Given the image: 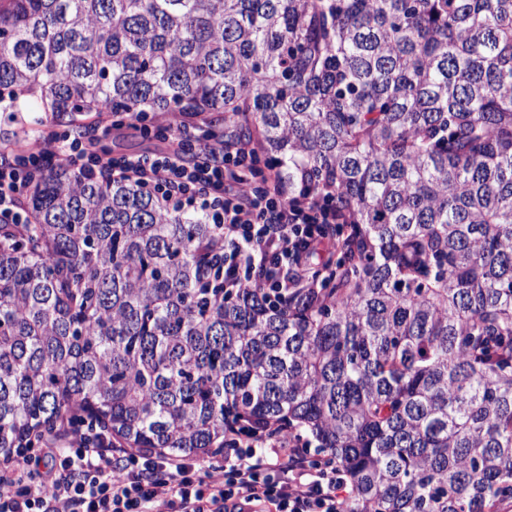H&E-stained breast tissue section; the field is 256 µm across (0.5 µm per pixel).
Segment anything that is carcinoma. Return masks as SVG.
I'll list each match as a JSON object with an SVG mask.
<instances>
[{"label": "carcinoma", "instance_id": "carcinoma-1", "mask_svg": "<svg viewBox=\"0 0 512 512\" xmlns=\"http://www.w3.org/2000/svg\"><path fill=\"white\" fill-rule=\"evenodd\" d=\"M178 113L336 209L280 303L224 228L60 163L0 224V457L88 422L207 454L301 430L347 512L512 499V0H0V103Z\"/></svg>", "mask_w": 512, "mask_h": 512}]
</instances>
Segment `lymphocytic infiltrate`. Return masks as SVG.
<instances>
[{
  "instance_id": "obj_1",
  "label": "lymphocytic infiltrate",
  "mask_w": 512,
  "mask_h": 512,
  "mask_svg": "<svg viewBox=\"0 0 512 512\" xmlns=\"http://www.w3.org/2000/svg\"><path fill=\"white\" fill-rule=\"evenodd\" d=\"M0 166V223L23 224L22 190L47 160L78 165L90 178L130 176L152 186L168 206L190 208L224 227V285L240 288L262 272L273 295L305 281L311 252L335 244L336 212L326 197L265 177L253 146H225L204 135L193 155L171 145L152 154L115 156L96 142L56 133L39 147L16 148ZM225 449L203 456H162L118 448L82 427L46 438L0 468V512H346L343 470L322 462L303 438L229 431Z\"/></svg>"
}]
</instances>
